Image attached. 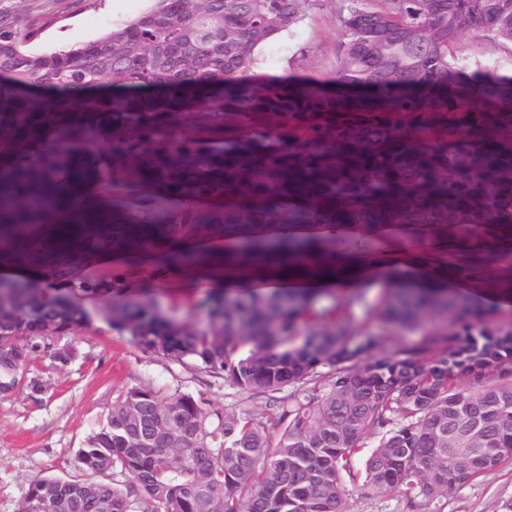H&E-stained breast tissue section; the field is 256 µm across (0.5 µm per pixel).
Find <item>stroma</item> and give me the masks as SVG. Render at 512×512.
<instances>
[{
    "mask_svg": "<svg viewBox=\"0 0 512 512\" xmlns=\"http://www.w3.org/2000/svg\"><path fill=\"white\" fill-rule=\"evenodd\" d=\"M146 0H0V8L25 15L39 31L37 49H64L98 37L120 21L134 17ZM341 38L334 0H324L302 23L297 37L275 48L268 63L259 69L264 78H290L314 82L333 70L335 49ZM456 57L469 67H486L512 76V45L492 43L484 33H467L456 47ZM123 238V230L109 224H89L81 247L87 271L107 276L136 275L126 298H153L167 316L187 323H203L200 303L212 291L233 297L237 288H224L228 271L216 264V253L238 250L244 239L256 237L245 227L199 226L187 240L174 242L151 236L149 246L132 252L113 249L102 261V234ZM338 257L358 265L360 283L334 287L338 299L364 295L375 306L384 296L379 277L391 266H407L423 278L455 290L456 294L494 305L496 327L512 328V290L502 279L512 268L486 264L480 250L462 249L458 233L441 228L428 232L410 224L382 228L353 224L340 233ZM0 247V278L34 279L37 267L50 257L49 243L56 237L46 226L21 224L6 233ZM198 265L214 269L211 276L191 278ZM74 302L88 314L79 327L63 335L74 342L78 356L68 367H54L51 359L38 356L28 367L29 376L42 378L47 388L34 396L18 389L0 399V512H18L30 479L37 475L75 474V452L94 432L112 405L130 388L153 385L161 393L179 390L203 398L215 409L233 408L256 415L267 411L266 400L252 396L205 369L193 368L144 352L128 333L113 329L109 313L113 300L74 292ZM355 330L369 333L391 348L419 343L424 333L392 327L353 307ZM512 502V462L484 473L456 489L448 498L428 502L407 501L387 493L364 498L348 492L343 512H503Z\"/></svg>",
    "mask_w": 512,
    "mask_h": 512,
    "instance_id": "1",
    "label": "stroma"
}]
</instances>
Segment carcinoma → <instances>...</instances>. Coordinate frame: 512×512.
I'll return each instance as SVG.
<instances>
[{
  "mask_svg": "<svg viewBox=\"0 0 512 512\" xmlns=\"http://www.w3.org/2000/svg\"><path fill=\"white\" fill-rule=\"evenodd\" d=\"M316 2L154 0L77 48L44 51L22 14L0 9V226L159 224L180 238L199 224L280 225L244 245L270 261L335 250L340 224L511 234L512 77L468 71L453 48L468 31L512 44V0H344L329 79H259L256 48L296 37ZM383 113L409 118L416 139ZM40 274L122 288L75 267ZM382 277L373 314L445 327L400 349L355 340L346 305L318 306L326 288L213 295L202 326L150 300L115 306L112 327L136 346L263 395L274 413L133 387L77 450L78 474L32 479L18 512H342L347 480L364 497L430 502L512 460V329L431 283L401 287L406 271ZM69 292L0 279L17 328L69 332ZM48 351L59 368L77 357L69 343L0 335V397Z\"/></svg>",
  "mask_w": 512,
  "mask_h": 512,
  "instance_id": "carcinoma-1",
  "label": "carcinoma"
}]
</instances>
